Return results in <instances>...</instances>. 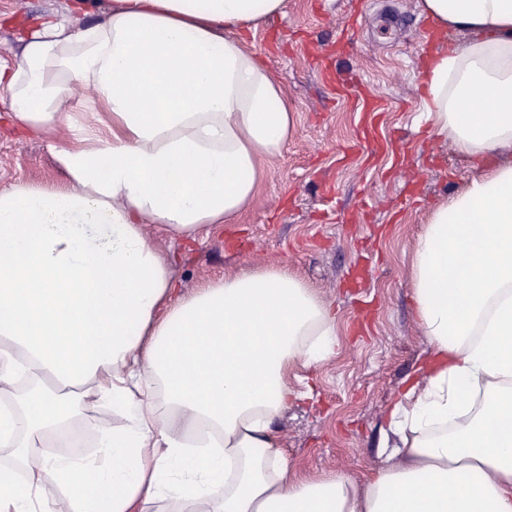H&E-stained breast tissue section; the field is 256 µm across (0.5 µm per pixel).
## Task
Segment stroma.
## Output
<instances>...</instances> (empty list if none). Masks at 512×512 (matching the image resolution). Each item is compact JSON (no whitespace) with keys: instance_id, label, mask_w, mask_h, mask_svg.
<instances>
[{"instance_id":"obj_1","label":"stroma","mask_w":512,"mask_h":512,"mask_svg":"<svg viewBox=\"0 0 512 512\" xmlns=\"http://www.w3.org/2000/svg\"><path fill=\"white\" fill-rule=\"evenodd\" d=\"M67 0H0V66L12 65L18 32L35 17L61 13ZM364 0H286L282 15L260 21L247 39L278 74L298 113L295 135L269 162L252 204L237 223L214 225L197 239L150 230L168 261L177 293L255 264L285 263L317 288L337 314L339 348L318 366L293 372L302 397L273 427L301 476L364 479L381 459L385 413L429 347L414 318L407 261L428 208L484 165L448 147H432L419 127L429 40L419 35L420 0H373L363 31L343 19ZM323 51L315 61L308 45ZM345 73L349 96L336 92ZM390 107L374 118L384 142L353 153L361 126L355 95ZM52 139L21 134L0 98V189L23 181L57 185L63 174Z\"/></svg>"}]
</instances>
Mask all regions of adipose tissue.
I'll use <instances>...</instances> for the list:
<instances>
[{
	"instance_id": "1",
	"label": "adipose tissue",
	"mask_w": 512,
	"mask_h": 512,
	"mask_svg": "<svg viewBox=\"0 0 512 512\" xmlns=\"http://www.w3.org/2000/svg\"><path fill=\"white\" fill-rule=\"evenodd\" d=\"M285 0H88L35 19L0 93L66 133L60 187L0 190V512H512V0H421L433 144L497 164L428 213L409 259L428 359L364 482L292 474L273 422L339 346L287 265L176 295L147 225L236 223L296 113L243 40ZM111 419L86 423L83 407Z\"/></svg>"
}]
</instances>
